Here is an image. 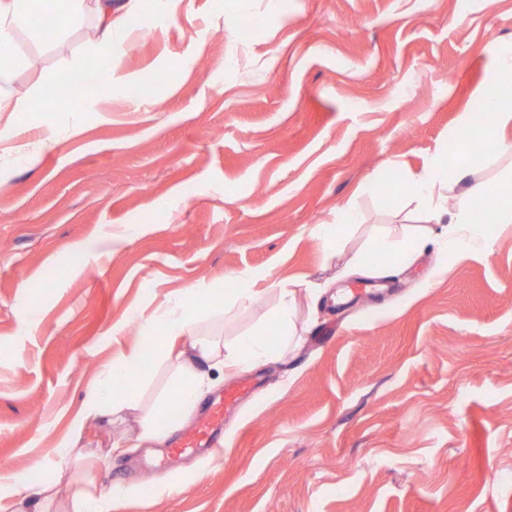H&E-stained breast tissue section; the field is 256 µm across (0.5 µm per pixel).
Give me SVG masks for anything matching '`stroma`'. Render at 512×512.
Here are the masks:
<instances>
[{
  "label": "stroma",
  "mask_w": 512,
  "mask_h": 512,
  "mask_svg": "<svg viewBox=\"0 0 512 512\" xmlns=\"http://www.w3.org/2000/svg\"><path fill=\"white\" fill-rule=\"evenodd\" d=\"M94 32L18 31L15 88L44 96ZM493 41L512 43V0H181L122 45L79 137L34 167L1 156L0 512L37 504L42 457L81 480L56 447L142 318L249 268L350 297L299 291L302 346L247 371L221 451L132 473L150 444L87 429L111 512H512V224L381 288L351 266L421 224L406 185L466 129ZM347 205L360 222L326 257L314 228ZM276 301L199 330L238 340Z\"/></svg>",
  "instance_id": "1"
}]
</instances>
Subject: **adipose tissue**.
<instances>
[{
	"instance_id": "obj_1",
	"label": "adipose tissue",
	"mask_w": 512,
	"mask_h": 512,
	"mask_svg": "<svg viewBox=\"0 0 512 512\" xmlns=\"http://www.w3.org/2000/svg\"><path fill=\"white\" fill-rule=\"evenodd\" d=\"M138 0H127L124 12H116V0H0V150L15 160L33 165L43 151L57 146L62 138L80 134V114L92 107L102 91L101 84L112 79V65L120 46L134 30L130 21L137 14ZM53 10L56 32L62 33L79 23L85 16H94L99 25L94 40L97 68L91 74L80 94L67 103L74 117L67 129L45 124L37 142H30L21 129V118L34 108L31 96L19 94L12 81L17 63L15 34L29 26L32 17ZM512 125V98L489 103L481 126L487 143L484 158L494 161L505 145L503 131ZM470 172L466 155L460 147L437 151L422 173L409 183L407 190L418 203L425 224L418 236L399 242L382 241L375 251L382 261L373 265L374 273H384L389 265L406 264L413 254L432 244L459 258L476 251H491L494 239L487 227L491 224H512V197L490 196L488 187L465 186ZM483 203L486 218H473L476 203ZM233 288L225 294L222 307L210 310L211 319L231 315L236 309L252 304L261 285L267 284V274L251 270L231 275ZM278 303L269 318V327L243 340L225 343L218 336L198 335L200 306L209 299L210 289L194 288L182 298L163 306L153 317L145 320L142 334L150 342L153 352L162 361L171 377L160 400L144 404L134 393L131 371L141 367L144 350L134 348L114 358L105 373L112 383L111 398L88 396L71 423L70 434L62 446L67 452H78L87 427L101 418L122 419L134 417L140 424V440L163 445L174 425L186 421L213 385L209 368L224 374H237L284 356L297 346L300 332L296 323L297 284L281 281L276 285Z\"/></svg>"
}]
</instances>
